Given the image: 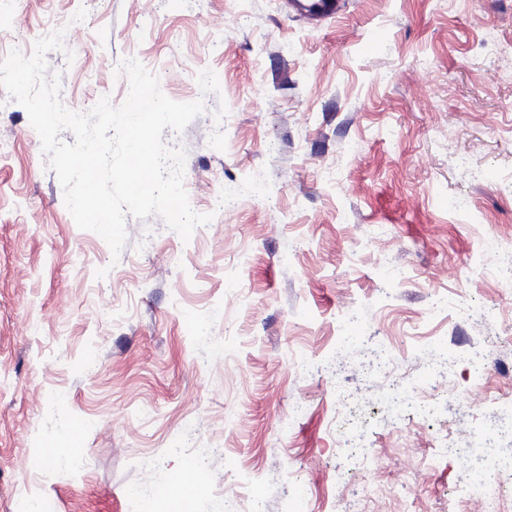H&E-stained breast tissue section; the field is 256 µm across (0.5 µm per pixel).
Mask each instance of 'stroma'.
<instances>
[{
  "label": "stroma",
  "instance_id": "1",
  "mask_svg": "<svg viewBox=\"0 0 512 512\" xmlns=\"http://www.w3.org/2000/svg\"><path fill=\"white\" fill-rule=\"evenodd\" d=\"M289 2L0 0V61L63 30L45 59L71 110L120 105L131 57L170 99L203 100L163 139L214 216L187 242L127 217L113 255L0 88V512H150L189 461L190 512H224L228 491L254 512H448L464 463L434 448L512 403V375L470 376L512 357L494 264L512 249V58L482 48L512 42V0H344L316 23ZM380 346L407 369L451 357L422 379L440 418L376 411L360 471L333 422L340 397L387 390ZM78 423L80 455L34 468Z\"/></svg>",
  "mask_w": 512,
  "mask_h": 512
}]
</instances>
